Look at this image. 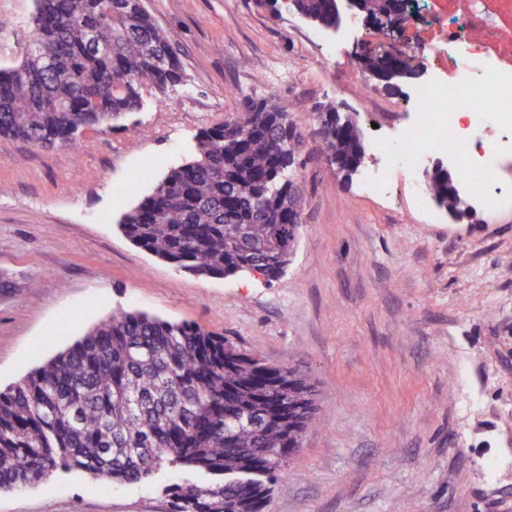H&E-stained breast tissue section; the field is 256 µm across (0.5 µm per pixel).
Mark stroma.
Wrapping results in <instances>:
<instances>
[{
    "mask_svg": "<svg viewBox=\"0 0 512 512\" xmlns=\"http://www.w3.org/2000/svg\"><path fill=\"white\" fill-rule=\"evenodd\" d=\"M144 4L181 50L184 86L119 129L83 131L77 155L0 137V389L113 310L192 322L315 386L316 421L265 512H512V209L452 219L415 198L424 168L388 172L380 196L364 184L415 84L384 91L355 50L430 70L416 21L387 35L345 10L332 39L270 0ZM35 10L0 0V68L24 56ZM250 98L293 103L304 135L307 206L285 275L200 278L133 245L120 217ZM327 102L355 113L367 145L349 182L322 156ZM182 478L62 473L0 493V512H169L163 488Z\"/></svg>",
    "mask_w": 512,
    "mask_h": 512,
    "instance_id": "35a3bbf8",
    "label": "stroma"
}]
</instances>
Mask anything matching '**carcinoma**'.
Returning <instances> with one entry per match:
<instances>
[{
	"label": "carcinoma",
	"mask_w": 512,
	"mask_h": 512,
	"mask_svg": "<svg viewBox=\"0 0 512 512\" xmlns=\"http://www.w3.org/2000/svg\"><path fill=\"white\" fill-rule=\"evenodd\" d=\"M28 51L0 68V136L74 148L86 128L142 110L144 95L183 85L179 52L143 0H36ZM324 29L339 0H284ZM389 0H359L375 19ZM286 102L251 100L196 134L198 156L170 169L120 221L137 246L200 277L287 271L306 199L302 133ZM326 160L350 177L366 158L355 119L318 112ZM442 208L470 210L459 180L426 183ZM316 417L298 368L270 366L190 322L118 309L43 366L0 391V491L49 488L59 472L110 485L168 468L172 512H263L270 480Z\"/></svg>",
	"instance_id": "1"
}]
</instances>
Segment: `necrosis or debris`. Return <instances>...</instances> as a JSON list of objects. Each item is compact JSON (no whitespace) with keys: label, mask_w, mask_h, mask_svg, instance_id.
Segmentation results:
<instances>
[{"label":"necrosis or debris","mask_w":512,"mask_h":512,"mask_svg":"<svg viewBox=\"0 0 512 512\" xmlns=\"http://www.w3.org/2000/svg\"><path fill=\"white\" fill-rule=\"evenodd\" d=\"M445 10L423 40L445 65L414 89L409 125L396 140H379L378 151L387 167L412 172L447 156L477 204L512 208V192L497 187L488 163L489 154L512 152V56L499 46L512 40V0H470L465 11L446 0Z\"/></svg>","instance_id":"1"}]
</instances>
